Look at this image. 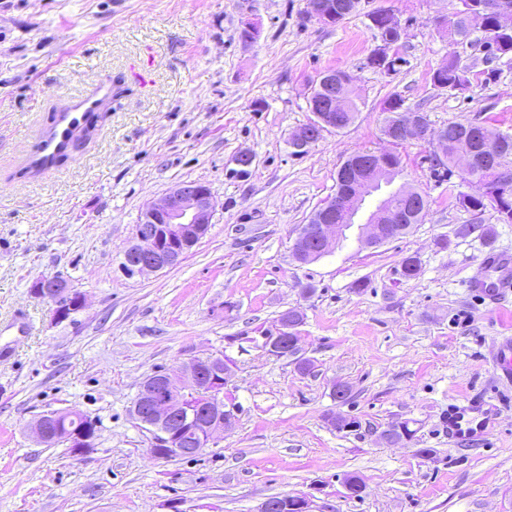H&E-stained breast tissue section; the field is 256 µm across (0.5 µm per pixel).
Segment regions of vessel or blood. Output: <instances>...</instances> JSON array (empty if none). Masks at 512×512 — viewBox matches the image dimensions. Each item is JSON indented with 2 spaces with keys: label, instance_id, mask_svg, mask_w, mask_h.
Returning a JSON list of instances; mask_svg holds the SVG:
<instances>
[{
  "label": "vessel or blood",
  "instance_id": "b4317fda",
  "mask_svg": "<svg viewBox=\"0 0 512 512\" xmlns=\"http://www.w3.org/2000/svg\"><path fill=\"white\" fill-rule=\"evenodd\" d=\"M112 102V87L99 83L89 92L74 97L56 111L55 121L43 132L35 149L27 158V166L35 173L43 174L54 170L55 158L70 149L78 139L84 117L90 112L104 110ZM472 292L484 299L494 301L512 290V252L507 250L487 251L480 269L469 283ZM495 374L498 380L512 381V337H502L495 356ZM491 409L485 402L473 399L464 404L448 406L446 429L450 441L484 432L491 420Z\"/></svg>",
  "mask_w": 512,
  "mask_h": 512
}]
</instances>
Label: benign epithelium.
<instances>
[{
	"mask_svg": "<svg viewBox=\"0 0 512 512\" xmlns=\"http://www.w3.org/2000/svg\"><path fill=\"white\" fill-rule=\"evenodd\" d=\"M308 13L323 25H334L342 10L330 0H307ZM372 16L384 15L393 33L377 46V69L390 75L382 61L397 59L394 48L401 40V25L391 12L373 10ZM350 74L339 81L327 82L325 98L310 103L312 122L289 136L290 146L308 150L323 132L345 123L342 108ZM406 128V141H430L436 146L435 157L446 154L448 136L443 131L432 133L413 112L400 116ZM466 174L483 187L482 198L501 206L499 188L512 179V156L500 147V141L485 135L473 140V146L460 157ZM396 168L392 152H364L350 156L339 168L343 189L325 202L310 217L307 232L298 235L293 256L305 264L320 253H327L337 238L353 226L368 247H377L403 233L409 223L426 207L425 197L414 187L403 188L393 202L382 198L375 208L364 209L366 199L377 185L385 183ZM217 202L209 186L200 181L174 185L156 202H149L134 226L130 252L123 254L122 266L132 277L145 276L172 268L210 231ZM31 293L51 306V322L68 319L73 309L85 305V295L73 289L64 279L54 275L33 282ZM232 373V363L221 354L195 357L173 371H156L146 376L134 405L136 421L149 434L150 447L168 448L166 458L188 452L199 454L217 444L224 431L234 425L235 418L224 412V387ZM60 415L58 411L41 414L31 425L36 441L50 439L47 425Z\"/></svg>",
	"mask_w": 512,
	"mask_h": 512,
	"instance_id": "7a95c632",
	"label": "benign epithelium"
}]
</instances>
